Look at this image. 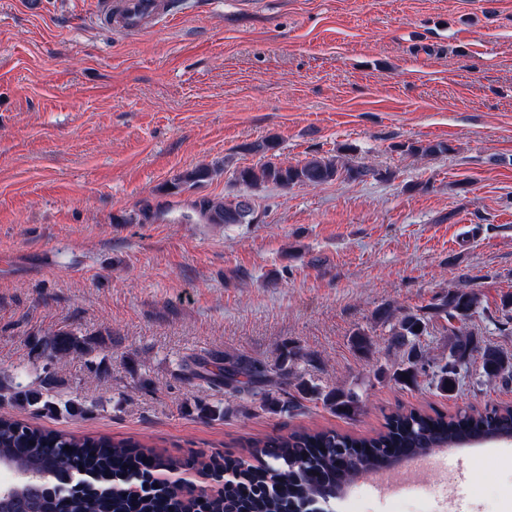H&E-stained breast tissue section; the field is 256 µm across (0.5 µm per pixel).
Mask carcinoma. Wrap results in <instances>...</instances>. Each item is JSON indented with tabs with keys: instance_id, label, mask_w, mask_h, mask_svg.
I'll list each match as a JSON object with an SVG mask.
<instances>
[{
	"instance_id": "carcinoma-1",
	"label": "carcinoma",
	"mask_w": 512,
	"mask_h": 512,
	"mask_svg": "<svg viewBox=\"0 0 512 512\" xmlns=\"http://www.w3.org/2000/svg\"><path fill=\"white\" fill-rule=\"evenodd\" d=\"M277 143L270 138L257 150L270 154L259 167H243L234 173L237 183L256 188L274 184L282 189L301 185H322L339 178H381L383 173L366 166H352L335 157H314L302 164L274 160ZM412 155L435 156L449 151L445 142L402 145ZM199 211L215 224H249L254 208L247 195L203 199ZM479 299L462 288L434 307L448 322H465L475 312ZM393 322L390 344L403 351V363L394 371L398 381H415L428 373L436 388L450 392L456 376L474 355L490 378L512 373V359L492 347L475 345L462 328L452 360L431 370L427 352L419 343L428 318L416 313H378ZM50 360H61L82 349L85 342L72 331L54 330L42 343ZM267 368L242 355H227L212 362L207 378L217 387L239 390L268 380ZM41 388L32 390L14 379L0 383V402L24 409L39 403L50 407L44 393L52 386L45 372ZM340 415L359 409L358 397L338 390L324 397ZM512 436V406L445 414L416 409L397 410L386 417L383 429L370 437L355 438L335 430H294L248 442L247 457L221 452L190 451L181 457L166 456L138 441L115 440L108 436H76L67 432L33 427L22 419L0 417V461L20 460L31 474L12 489L17 501L32 503L38 512H227V502L236 512H296L302 499H323L336 495L344 485L343 472L336 469L341 452L355 456L360 471L374 470L389 451L402 457L426 454L437 448H458L474 439ZM71 450L66 451L64 447ZM234 469L237 477L224 481V471ZM194 470L214 481L210 492L197 493L182 479L170 474Z\"/></svg>"
}]
</instances>
